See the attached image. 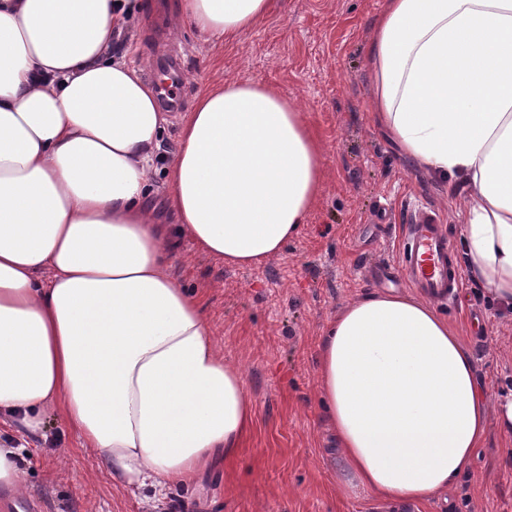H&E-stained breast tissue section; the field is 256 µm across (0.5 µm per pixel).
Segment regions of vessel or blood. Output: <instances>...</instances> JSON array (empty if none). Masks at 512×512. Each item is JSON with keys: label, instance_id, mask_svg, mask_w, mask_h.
Segmentation results:
<instances>
[{"label": "vessel or blood", "instance_id": "vessel-or-blood-1", "mask_svg": "<svg viewBox=\"0 0 512 512\" xmlns=\"http://www.w3.org/2000/svg\"><path fill=\"white\" fill-rule=\"evenodd\" d=\"M158 97L167 111L182 105L180 81L184 62L167 56L159 63ZM399 270L404 279L427 299L452 303L462 289V274L451 240L437 212L429 206L408 209Z\"/></svg>", "mask_w": 512, "mask_h": 512}]
</instances>
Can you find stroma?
<instances>
[{
	"label": "stroma",
	"mask_w": 512,
	"mask_h": 512,
	"mask_svg": "<svg viewBox=\"0 0 512 512\" xmlns=\"http://www.w3.org/2000/svg\"><path fill=\"white\" fill-rule=\"evenodd\" d=\"M142 0L128 23V61L153 52L164 11ZM384 0H280L279 10L237 41L201 39L174 28L191 105L224 78L270 84L296 103L320 139L322 193L303 233L259 266L231 267L182 241L173 274L202 299L219 348L238 367L255 406V425L238 456L201 471L159 502L131 492L77 432L50 412L45 434L23 456L24 499L42 512H386L371 498H340L330 455L336 446L319 400L316 352L344 305L372 290L405 291L383 278L396 265L399 226L409 204L438 209L454 249L465 190L402 158L371 113L366 53ZM439 312L470 348L491 402L512 394V307L464 287ZM395 512H512V436L490 429L473 467L446 498Z\"/></svg>",
	"instance_id": "35a3bbf8"
}]
</instances>
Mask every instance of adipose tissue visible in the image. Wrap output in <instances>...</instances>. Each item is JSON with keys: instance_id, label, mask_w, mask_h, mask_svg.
<instances>
[{"instance_id": "1", "label": "adipose tissue", "mask_w": 512, "mask_h": 512, "mask_svg": "<svg viewBox=\"0 0 512 512\" xmlns=\"http://www.w3.org/2000/svg\"><path fill=\"white\" fill-rule=\"evenodd\" d=\"M276 0H177L176 23L233 41ZM137 0H0V486L58 407L113 474L162 492L254 427L240 370L172 273L187 238L229 266L301 235L322 189L321 144L273 87L198 92L149 203L169 123L140 68L113 54ZM372 113L401 153L467 193L462 261L512 303V0H385L368 48ZM336 436V491L426 504L472 469L490 404L470 350L435 307L372 291L328 322L317 354Z\"/></svg>"}]
</instances>
